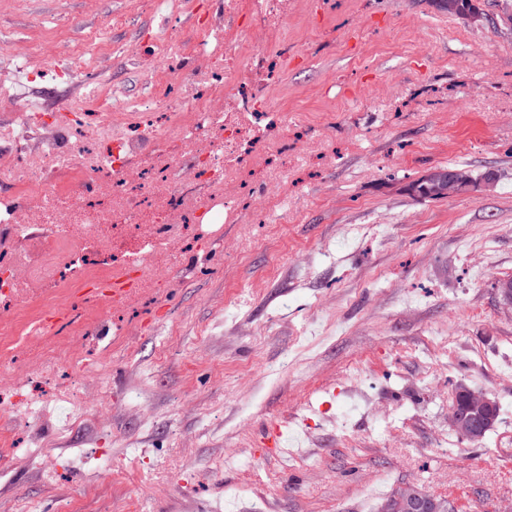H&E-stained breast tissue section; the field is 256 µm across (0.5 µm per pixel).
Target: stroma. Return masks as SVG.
I'll return each instance as SVG.
<instances>
[{"label": "stroma", "mask_w": 512, "mask_h": 512, "mask_svg": "<svg viewBox=\"0 0 512 512\" xmlns=\"http://www.w3.org/2000/svg\"><path fill=\"white\" fill-rule=\"evenodd\" d=\"M478 6L474 21L430 0H296L298 64L255 74L302 132L287 207L216 217L201 249L171 239L164 292L115 308L92 362L33 379L94 404L64 431L53 414L0 419V512H375L407 484L450 512L512 504V308L496 288L512 277V0ZM208 18L224 23L215 0H0V115L56 123L105 92L122 127ZM448 164L476 187L410 193ZM461 385L500 407L476 444L448 425ZM275 424L277 454L257 440Z\"/></svg>", "instance_id": "obj_1"}]
</instances>
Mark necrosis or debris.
Listing matches in <instances>:
<instances>
[{
    "label": "necrosis or debris",
    "instance_id": "necrosis-or-debris-1",
    "mask_svg": "<svg viewBox=\"0 0 512 512\" xmlns=\"http://www.w3.org/2000/svg\"><path fill=\"white\" fill-rule=\"evenodd\" d=\"M290 0H224V25L205 29L195 48L204 65L177 81L191 91L185 114H171L167 129L137 116L128 134L113 137L111 125L90 124L85 117L95 100L75 103L65 124V140L47 142L38 157L28 156L26 143L36 115L15 113L0 121V148H10L11 158L0 162V185L9 187L0 198V239L10 242L0 254V298L11 303L15 318L0 315V343L15 341L25 356V367H0V415L26 419L49 411L65 420L87 409L90 401L68 387L59 388L48 403L24 396L29 375L56 373L72 357L93 355L87 331L98 324L108 308L105 300L85 293L88 284L112 274L140 273L153 287L165 282L155 269L167 256L174 237L203 239L212 213L223 211L233 220L242 204L258 213H270L287 204L279 186L283 175L269 173L251 186H243L241 172L256 159L254 149L276 150L273 130H287L288 112L272 109L265 90L252 85L246 61L264 55L288 16ZM173 133L187 151L179 161L160 156L142 158L140 174L127 175L129 155L138 153L148 138ZM204 179L211 189L200 197L190 183ZM37 203L42 225L21 221L30 203ZM152 222L151 233L141 230ZM119 243L120 256L105 270L92 260L89 250L104 235ZM86 245L83 253L59 256L58 245L72 237ZM31 275L48 276L54 283L40 300H33L17 267ZM71 309L80 313L86 332L73 346L48 351L45 342L49 315Z\"/></svg>",
    "mask_w": 512,
    "mask_h": 512
}]
</instances>
